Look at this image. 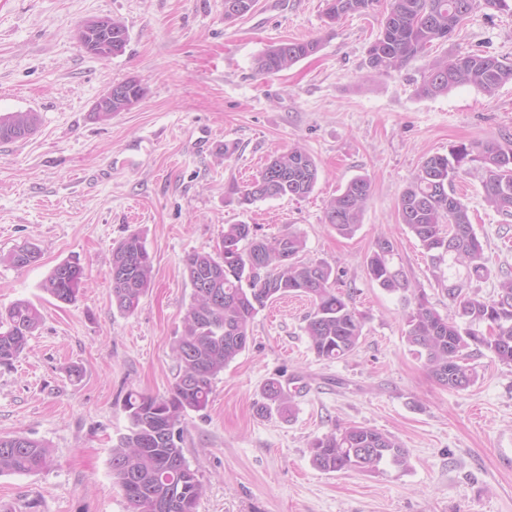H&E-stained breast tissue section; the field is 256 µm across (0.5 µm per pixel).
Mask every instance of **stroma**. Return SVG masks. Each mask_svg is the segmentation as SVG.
Listing matches in <instances>:
<instances>
[{"instance_id": "obj_1", "label": "stroma", "mask_w": 512, "mask_h": 512, "mask_svg": "<svg viewBox=\"0 0 512 512\" xmlns=\"http://www.w3.org/2000/svg\"><path fill=\"white\" fill-rule=\"evenodd\" d=\"M507 3L476 9L448 41L377 73L367 51L381 2L332 22L324 0H257L232 21L224 0H0V114L40 116L26 139L0 143V311L28 300L44 316L21 356L0 366V435L23 434L51 450L46 469L0 476V512H128L110 468L129 426L124 397L169 395L171 347L192 295L183 260L215 251L228 224L253 225L260 238L301 235L304 260L328 263L363 315V336L352 355L325 361L304 333L308 298H276L258 312L207 407L185 417V456L205 487L197 512H512V366L486 351L473 355L475 383L451 390L410 351L403 317L413 290L441 314L452 308L397 211L426 157L512 135V82L491 96L470 85L418 93L436 57L470 51L512 62ZM97 17L125 25L122 53L101 59L76 41L77 25ZM284 40L319 47L288 71L259 74L257 58ZM130 79L143 97L96 119L98 99ZM295 144L318 165L313 192L239 205L231 187ZM359 176L370 179L372 195L345 238L324 210ZM484 180L471 162L455 189L492 271L472 288L490 298L500 272H512V217L487 206ZM133 232L152 258L153 285L127 315L112 304L108 271L113 247ZM383 238L410 291L369 278L366 258ZM25 242L39 248V261L6 262ZM67 259L86 274L69 304L41 289ZM72 365L82 368L80 380L69 378ZM271 379L292 407L263 418L254 406ZM349 424L397 437L407 468L316 470L310 441Z\"/></svg>"}]
</instances>
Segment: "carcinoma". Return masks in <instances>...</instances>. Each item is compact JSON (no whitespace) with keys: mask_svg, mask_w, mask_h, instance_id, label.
<instances>
[{"mask_svg":"<svg viewBox=\"0 0 512 512\" xmlns=\"http://www.w3.org/2000/svg\"><path fill=\"white\" fill-rule=\"evenodd\" d=\"M378 0H326L325 16L334 22L363 13ZM256 0H224V18L251 12ZM478 6L477 0H389L382 28L370 45L369 63L376 66L385 54V70H399L411 58L436 42L446 41ZM119 21L112 33L95 34V41L112 38L122 52L128 36ZM318 48L314 40H285L270 45L258 57L257 69L274 75L290 69ZM512 82V65L494 56L474 52L434 59L418 93L424 97L446 93L458 85H473L493 95ZM39 117L35 112L0 114V143L31 135ZM478 161L485 170V202L495 211L512 216V137L505 134L457 145L447 155L427 157L398 203V216L427 254L429 272L441 282L440 264L448 262V300L454 314L442 315L424 292L404 315L405 340L411 351L444 387L464 390L476 380L470 357L485 349L501 363L512 366V276L503 274L498 291L486 299L470 290L472 282L490 277L482 241L471 223L466 205L455 195L454 180L463 166ZM270 176L237 190L238 203L251 205L267 198L308 196L318 179L313 157L293 147L270 158ZM371 194V182L356 177L326 205L325 219L342 236H352ZM249 241L242 250L240 242ZM291 259L280 260L281 245ZM304 239L296 233L271 240L259 238L249 224H229L217 252L195 251L184 260L192 286V302L182 318V330L172 347L177 375L170 395L157 397L129 391L123 407L129 419L127 432L111 449L112 478L121 488L129 512H154L151 502L167 504L166 512H184L185 501L197 508L204 485L199 470L187 461L182 443L184 420L190 411L209 403L215 378L242 353L250 339L258 312L277 296L304 295L312 303L304 327L310 348L322 360L342 359L360 343L363 317L349 304V295L336 289L332 268L324 262H305ZM393 245L383 239L366 260L369 278L388 291L407 290L404 273L393 268ZM79 264H57L41 289L54 299L76 300L83 279L75 275ZM110 277L112 303L125 314L134 313L150 288L153 264L138 233L125 237L112 251ZM39 308L18 300L0 313V365L9 366L27 346L42 323ZM265 402L257 412L267 416L290 407L291 397L278 380L263 387ZM311 463L325 473L374 472L389 464L404 469L408 451L393 435L362 425L336 428L314 438L309 446ZM50 450L43 443L18 435H0V476L31 474L45 469Z\"/></svg>","mask_w":512,"mask_h":512,"instance_id":"obj_1","label":"carcinoma"}]
</instances>
